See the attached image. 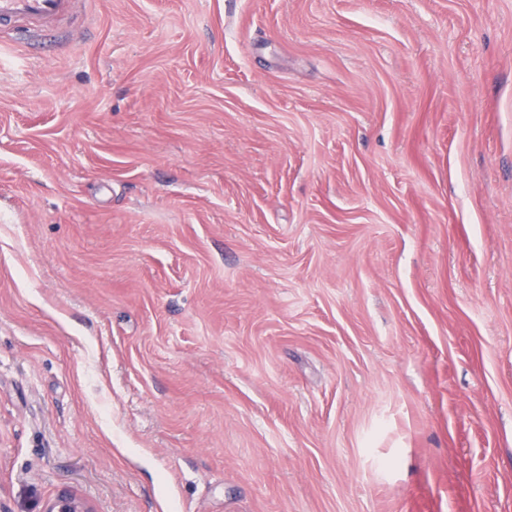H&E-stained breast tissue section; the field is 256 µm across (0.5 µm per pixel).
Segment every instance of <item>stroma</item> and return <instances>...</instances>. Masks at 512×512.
<instances>
[{
	"instance_id": "obj_1",
	"label": "stroma",
	"mask_w": 512,
	"mask_h": 512,
	"mask_svg": "<svg viewBox=\"0 0 512 512\" xmlns=\"http://www.w3.org/2000/svg\"><path fill=\"white\" fill-rule=\"evenodd\" d=\"M512 512V0H93L0 46V512Z\"/></svg>"
}]
</instances>
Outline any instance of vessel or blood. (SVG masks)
I'll return each instance as SVG.
<instances>
[{
  "label": "vessel or blood",
  "instance_id": "vessel-or-blood-1",
  "mask_svg": "<svg viewBox=\"0 0 512 512\" xmlns=\"http://www.w3.org/2000/svg\"><path fill=\"white\" fill-rule=\"evenodd\" d=\"M79 0H0V31L11 34L13 41L25 39L30 26L50 30L71 15Z\"/></svg>",
  "mask_w": 512,
  "mask_h": 512
}]
</instances>
